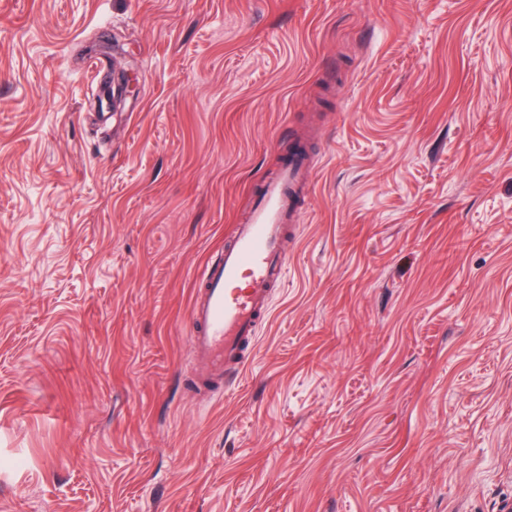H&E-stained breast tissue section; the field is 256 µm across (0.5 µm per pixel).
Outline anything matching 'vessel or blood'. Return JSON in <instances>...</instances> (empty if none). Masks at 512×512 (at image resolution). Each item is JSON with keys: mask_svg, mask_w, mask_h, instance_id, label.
I'll list each match as a JSON object with an SVG mask.
<instances>
[{"mask_svg": "<svg viewBox=\"0 0 512 512\" xmlns=\"http://www.w3.org/2000/svg\"><path fill=\"white\" fill-rule=\"evenodd\" d=\"M310 163L309 155L291 151L278 174L261 185L246 223L233 226L224 249L196 276L188 341L206 379L238 377L269 319L268 299L287 263L283 243L299 221Z\"/></svg>", "mask_w": 512, "mask_h": 512, "instance_id": "1", "label": "vessel or blood"}]
</instances>
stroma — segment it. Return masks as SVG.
I'll list each match as a JSON object with an SVG mask.
<instances>
[{
    "instance_id": "stroma-1",
    "label": "stroma",
    "mask_w": 512,
    "mask_h": 512,
    "mask_svg": "<svg viewBox=\"0 0 512 512\" xmlns=\"http://www.w3.org/2000/svg\"><path fill=\"white\" fill-rule=\"evenodd\" d=\"M297 139L271 320L198 395L195 272ZM506 503L512 0H0V512ZM106 91L102 95V108L105 107L109 112H116L121 107L127 96L134 88V79L124 69L112 68V72L106 79ZM110 87L112 92L110 93Z\"/></svg>"
}]
</instances>
